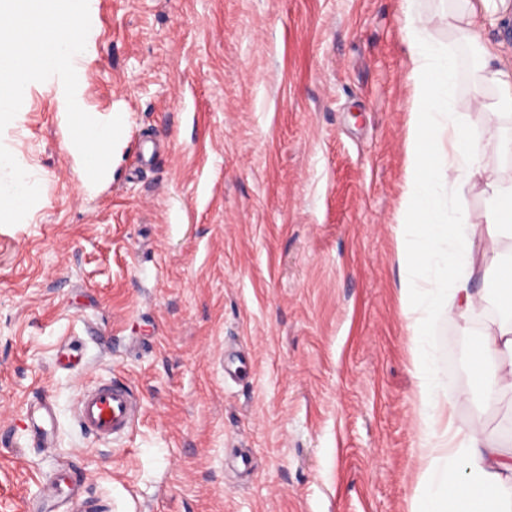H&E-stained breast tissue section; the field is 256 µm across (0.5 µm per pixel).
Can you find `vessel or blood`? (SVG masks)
Instances as JSON below:
<instances>
[{
  "label": "vessel or blood",
  "instance_id": "b4317fda",
  "mask_svg": "<svg viewBox=\"0 0 512 512\" xmlns=\"http://www.w3.org/2000/svg\"><path fill=\"white\" fill-rule=\"evenodd\" d=\"M138 401L125 384L100 382L83 390L77 417L86 432L109 441L131 432L139 418Z\"/></svg>",
  "mask_w": 512,
  "mask_h": 512
}]
</instances>
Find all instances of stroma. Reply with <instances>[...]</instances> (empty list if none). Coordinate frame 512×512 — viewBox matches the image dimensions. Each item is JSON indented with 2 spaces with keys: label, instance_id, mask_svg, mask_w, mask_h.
<instances>
[{
  "label": "stroma",
  "instance_id": "obj_1",
  "mask_svg": "<svg viewBox=\"0 0 512 512\" xmlns=\"http://www.w3.org/2000/svg\"><path fill=\"white\" fill-rule=\"evenodd\" d=\"M457 60L479 75L424 0ZM82 108L123 118L95 188L70 155L62 82L31 83L0 148L32 167L25 220L0 223V512H410L419 480L412 336L395 225L412 109L401 0H89ZM484 176H512L469 113ZM430 329L458 425L512 432L473 377L501 308ZM130 385L133 432L103 442L80 387ZM52 403L56 450L32 445Z\"/></svg>",
  "mask_w": 512,
  "mask_h": 512
}]
</instances>
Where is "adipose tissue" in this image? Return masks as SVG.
I'll use <instances>...</instances> for the list:
<instances>
[{
  "instance_id": "obj_1",
  "label": "adipose tissue",
  "mask_w": 512,
  "mask_h": 512,
  "mask_svg": "<svg viewBox=\"0 0 512 512\" xmlns=\"http://www.w3.org/2000/svg\"><path fill=\"white\" fill-rule=\"evenodd\" d=\"M406 79L413 109L405 138V184L398 215L399 298L418 341L412 375L423 422L420 459L424 465L411 512H512V446L484 426L454 427L453 399L443 387L427 336L440 313L471 324L483 300L471 290L481 269L474 235L486 246L512 239V179L481 183V149L464 118L453 110L451 92L457 63L447 43L431 32L423 0H403ZM489 14L512 15V0H458L445 17L448 30L477 42V27ZM484 74L471 89L477 111L512 112V61L480 43ZM32 171L23 156L0 151V223H16L25 212ZM483 187V227L472 224L461 201ZM495 293L503 316L480 338L479 369L488 398L512 397V260L498 268Z\"/></svg>"
}]
</instances>
